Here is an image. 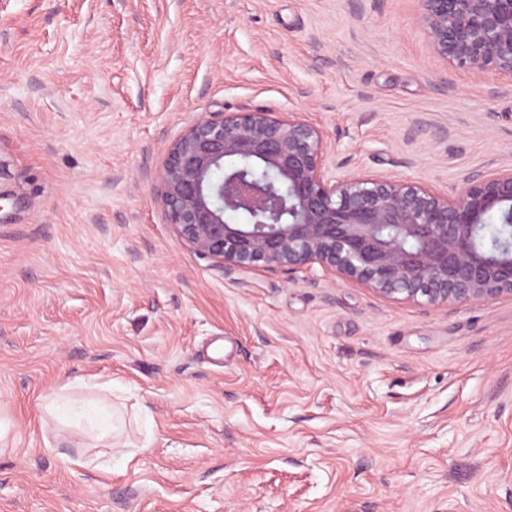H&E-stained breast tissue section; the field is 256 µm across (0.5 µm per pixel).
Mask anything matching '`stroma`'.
I'll return each mask as SVG.
<instances>
[{
  "mask_svg": "<svg viewBox=\"0 0 512 512\" xmlns=\"http://www.w3.org/2000/svg\"><path fill=\"white\" fill-rule=\"evenodd\" d=\"M298 112L331 174L512 168V84L417 0H0V512H512V296L225 274L167 224L199 118ZM126 412L112 455L45 411ZM47 408L51 414L62 422L71 421L72 418H83L88 414L87 409L79 405L76 400L61 394L52 397Z\"/></svg>",
  "mask_w": 512,
  "mask_h": 512,
  "instance_id": "stroma-1",
  "label": "stroma"
}]
</instances>
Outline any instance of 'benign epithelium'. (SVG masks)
Listing matches in <instances>:
<instances>
[{
  "mask_svg": "<svg viewBox=\"0 0 512 512\" xmlns=\"http://www.w3.org/2000/svg\"><path fill=\"white\" fill-rule=\"evenodd\" d=\"M433 52L512 81V0H419ZM327 140L290 112L200 118L169 148L158 194L166 221L224 273L294 274L312 264L383 298L431 307L512 295V240L477 242L512 221V168L455 194L379 173L333 179Z\"/></svg>",
  "mask_w": 512,
  "mask_h": 512,
  "instance_id": "benign-epithelium-1",
  "label": "benign epithelium"
}]
</instances>
